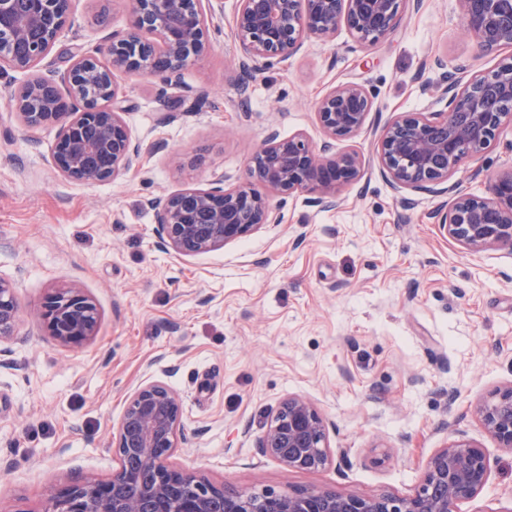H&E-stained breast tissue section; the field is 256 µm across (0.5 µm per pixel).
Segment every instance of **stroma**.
I'll return each mask as SVG.
<instances>
[{"mask_svg":"<svg viewBox=\"0 0 512 512\" xmlns=\"http://www.w3.org/2000/svg\"><path fill=\"white\" fill-rule=\"evenodd\" d=\"M211 24L207 55L160 93L155 80L118 75L124 118L141 162L85 185L51 164L59 126H27L0 74V277L16 285L19 341L0 344V512H40L47 486L108 479L112 432L127 397L159 380L182 399L184 430L171 458L225 489L333 490L363 498L414 495L447 442L484 448L489 480L458 512H512V448L484 429L477 407L512 384V253L471 254L443 235L445 195L401 196L381 175L373 126L420 112L442 71H487L512 53H481L457 0H408L397 30L362 46L348 30L305 41L258 74L240 97L239 47L228 21ZM122 0H71L70 25L47 60L63 75L127 28ZM361 82L376 95L370 127L337 150L362 155L361 180L333 210L306 194L280 201L281 220L224 249L178 257L155 233L149 199L216 178L244 180L267 133L324 134L313 103ZM512 166V125L454 176L487 195ZM67 282L95 301L96 336L61 346L35 320ZM309 399L333 462L288 469L256 441L283 400Z\"/></svg>","mask_w":512,"mask_h":512,"instance_id":"35a3bbf8","label":"stroma"}]
</instances>
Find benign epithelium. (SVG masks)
I'll return each instance as SVG.
<instances>
[{"instance_id":"obj_1","label":"benign epithelium","mask_w":512,"mask_h":512,"mask_svg":"<svg viewBox=\"0 0 512 512\" xmlns=\"http://www.w3.org/2000/svg\"><path fill=\"white\" fill-rule=\"evenodd\" d=\"M477 48H512V0H458ZM130 25L112 33L93 53H80L65 73L67 96L55 80H24L12 98L29 126L60 123L52 152L65 178L97 184L138 163L140 145L118 105L117 73L154 79L162 89L182 84L184 70L208 50L207 33L223 0H123ZM405 0H236L230 24L242 57L240 92L265 68L302 48L305 39H330L346 28L357 42L374 45L399 26ZM70 0H0V73H27L49 55L69 17ZM468 74L461 65L443 72L438 111L403 112L375 129L381 172L395 191L450 194L437 211L440 229L470 253H512V167L492 178L491 197L460 190L452 182L465 159L480 157L512 121V56L497 68ZM376 111L375 95L357 82L332 87L315 105L328 140L316 146L303 134L287 138L271 130L248 166V182L185 187L148 203L161 243L177 256L224 248L280 215L269 194L313 195L312 205L334 209L342 188L358 182L361 154L331 150L351 140ZM39 316L50 336L80 347L96 336L99 313L82 289L61 285L43 300ZM20 307L14 285L0 278V343L17 335ZM488 433L512 448V385L478 407ZM182 425L178 392L159 380L127 398L113 452L119 467L106 480L73 479L44 493L41 512H457L476 498L489 478L483 448L453 440L429 459L424 483L412 496L362 498L332 490L227 491L198 471L172 464ZM257 448L288 469L315 472L331 464L324 420L305 397L285 399L258 438Z\"/></svg>"}]
</instances>
